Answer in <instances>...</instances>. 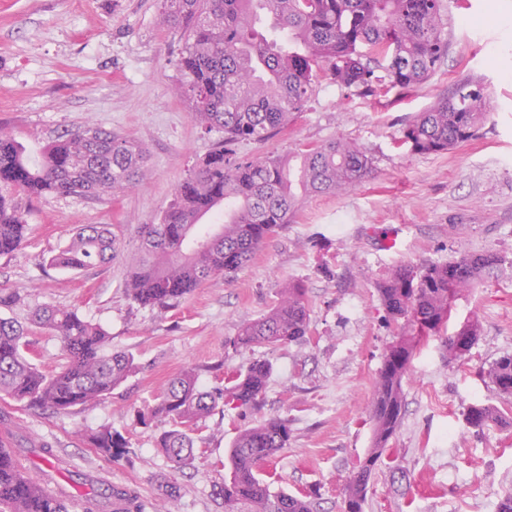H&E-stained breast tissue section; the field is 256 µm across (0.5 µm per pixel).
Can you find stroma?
<instances>
[{"label":"stroma","mask_w":512,"mask_h":512,"mask_svg":"<svg viewBox=\"0 0 512 512\" xmlns=\"http://www.w3.org/2000/svg\"><path fill=\"white\" fill-rule=\"evenodd\" d=\"M444 5L448 56L428 80L379 99L320 82L287 133L237 147L246 160L353 140L371 153L372 178L339 196L306 197L232 281L216 277L160 313L129 299L125 264L139 225L157 223L218 138L204 132L177 90L178 38L162 22L161 0H0V128L34 160L59 135L88 126L147 151L143 179L112 195L0 189L29 224L22 248L0 256V286L20 292L27 305L0 317L26 320L39 304L78 311L107 330L112 351L138 365L112 395L68 412L0 400V412L30 442L52 444L64 460L58 480L73 498L128 486L144 512L162 502L172 512H224L220 488L232 440L278 416L290 437L263 464V479L275 491L314 492L317 512H337L343 485L370 446L374 382L395 334L377 281L402 264L512 251V0ZM467 79L485 83L491 96L493 112L479 136L441 154L402 146L404 125ZM85 224L113 226L119 256L85 271L51 266ZM291 282L306 290V340L234 351L229 342L240 327L267 314ZM457 309L477 318L482 333L467 363H449L437 337L415 356L402 424L389 442L392 459L373 474L364 512H497L512 491V429L477 431L463 417L475 403L507 406L477 370L512 354V274L467 289ZM255 359L272 365L262 409L228 407L206 417L191 464L172 468L156 448L165 423H142L140 412L183 369H196L208 388ZM103 427L127 442L115 456L82 439ZM165 485L175 486L174 500L164 501Z\"/></svg>","instance_id":"obj_1"}]
</instances>
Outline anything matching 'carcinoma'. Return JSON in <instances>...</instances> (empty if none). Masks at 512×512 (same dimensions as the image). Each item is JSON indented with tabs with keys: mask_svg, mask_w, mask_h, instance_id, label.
I'll return each mask as SVG.
<instances>
[{
	"mask_svg": "<svg viewBox=\"0 0 512 512\" xmlns=\"http://www.w3.org/2000/svg\"><path fill=\"white\" fill-rule=\"evenodd\" d=\"M163 22L183 42L180 89L194 119L207 132L221 133L177 186L158 223L139 227L140 245L126 264L128 297L142 307L165 311L210 279L230 278L298 211L303 198L338 194L373 174L368 152L351 141L331 140L298 148L283 158L241 160L235 146L263 142L304 111L324 77L357 97H384L408 90L433 75L448 55L443 0H162ZM490 112L487 88L465 80L402 129L400 142L414 153L446 152L476 137ZM144 148L112 131L84 128L58 137L38 161L0 131V184L29 196L89 198L137 184L144 175ZM224 212L215 228L201 221L206 210ZM28 224L13 201L0 194V255L18 250ZM117 235L87 225L50 259L72 271L111 262ZM512 255L468 251L446 262L404 264L376 283L387 319L400 327L386 349L370 410L371 448L347 478L339 512H363L375 467L389 456V442L401 426L403 384L411 361L433 337L443 336L448 362L461 363L453 336L477 340L481 325L467 318L447 332L455 302L466 288L506 269ZM32 322L54 334L64 362L51 374L30 359L22 325L0 317V399L29 407L69 411L103 399L138 369L132 355L107 352L109 334L74 310L44 305ZM310 330L305 288L290 283L262 318L244 324L231 341L235 350L301 342ZM500 396L512 399V355L479 370ZM271 364L254 360L225 382L203 388L187 368L171 379L163 395L140 414L142 422H168L157 448L182 469L194 457L197 423L230 407H257ZM474 429L512 428V411L472 404L464 413ZM288 420L271 417L237 434L224 466V512H314L307 492H273L260 466L288 445ZM90 447L112 456L127 447L108 428L87 436ZM42 464H13L0 455V512H67L46 489L49 471L60 470L52 446L40 445ZM111 494L124 512H143L136 493Z\"/></svg>",
	"mask_w": 512,
	"mask_h": 512,
	"instance_id": "cac0c4a2",
	"label": "carcinoma"
}]
</instances>
